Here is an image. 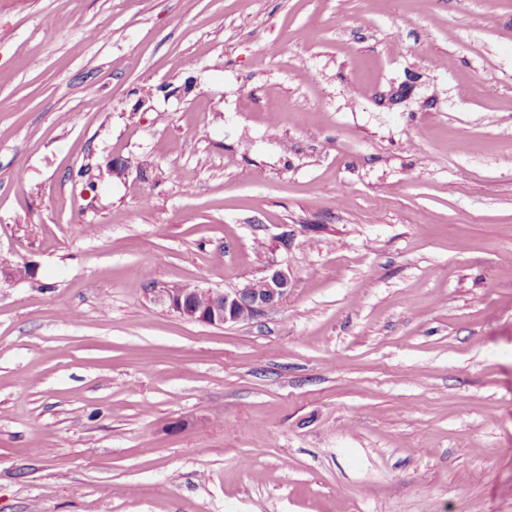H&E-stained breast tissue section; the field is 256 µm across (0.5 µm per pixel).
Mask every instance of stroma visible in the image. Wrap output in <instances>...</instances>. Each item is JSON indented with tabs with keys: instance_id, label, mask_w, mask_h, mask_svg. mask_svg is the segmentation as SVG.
<instances>
[{
	"instance_id": "stroma-1",
	"label": "stroma",
	"mask_w": 512,
	"mask_h": 512,
	"mask_svg": "<svg viewBox=\"0 0 512 512\" xmlns=\"http://www.w3.org/2000/svg\"><path fill=\"white\" fill-rule=\"evenodd\" d=\"M3 260L0 512H512V0H0ZM231 291H213L200 288H162L157 292L159 300L182 317L212 326H224L255 319L274 309L288 294L293 282L288 273L275 264L267 267L260 279H252ZM200 291L209 296L206 308H196L189 298Z\"/></svg>"
}]
</instances>
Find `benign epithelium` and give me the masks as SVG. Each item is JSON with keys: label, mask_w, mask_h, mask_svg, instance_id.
<instances>
[{"label": "benign epithelium", "mask_w": 512, "mask_h": 512, "mask_svg": "<svg viewBox=\"0 0 512 512\" xmlns=\"http://www.w3.org/2000/svg\"><path fill=\"white\" fill-rule=\"evenodd\" d=\"M293 282L288 273L272 264L263 276V287L250 282L231 291L206 290L209 303L199 309L189 298L200 292L198 288H162L157 297L182 317L212 326H224L255 319L274 309L288 294Z\"/></svg>", "instance_id": "1"}]
</instances>
